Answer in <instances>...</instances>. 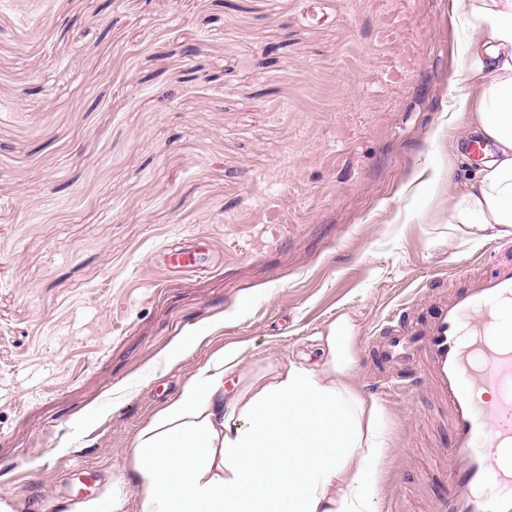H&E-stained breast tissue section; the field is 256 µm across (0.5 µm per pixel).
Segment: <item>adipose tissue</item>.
Wrapping results in <instances>:
<instances>
[{"label":"adipose tissue","instance_id":"adipose-tissue-1","mask_svg":"<svg viewBox=\"0 0 512 512\" xmlns=\"http://www.w3.org/2000/svg\"><path fill=\"white\" fill-rule=\"evenodd\" d=\"M473 77L468 137L491 142L475 175L448 186V233L477 245L512 235V0H454ZM358 328L320 335L322 359L255 369L237 354L208 369L132 440L118 481L139 512H381L383 410L354 381Z\"/></svg>","mask_w":512,"mask_h":512}]
</instances>
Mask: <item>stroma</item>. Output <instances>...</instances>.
Returning <instances> with one entry per match:
<instances>
[{
    "mask_svg": "<svg viewBox=\"0 0 512 512\" xmlns=\"http://www.w3.org/2000/svg\"><path fill=\"white\" fill-rule=\"evenodd\" d=\"M463 31L453 0H0V497L136 512L131 440L213 353L315 363L342 314L371 391L378 324L486 253L443 223ZM379 401L381 512H427L431 394Z\"/></svg>",
    "mask_w": 512,
    "mask_h": 512,
    "instance_id": "obj_1",
    "label": "stroma"
}]
</instances>
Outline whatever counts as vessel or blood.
Returning a JSON list of instances; mask_svg holds the SVG:
<instances>
[{
	"label": "vessel or blood",
	"mask_w": 512,
	"mask_h": 512,
	"mask_svg": "<svg viewBox=\"0 0 512 512\" xmlns=\"http://www.w3.org/2000/svg\"><path fill=\"white\" fill-rule=\"evenodd\" d=\"M461 276L427 316L404 305L379 324V382L428 386L447 409L446 489L429 512H512V244Z\"/></svg>",
	"instance_id": "b4317fda"
}]
</instances>
